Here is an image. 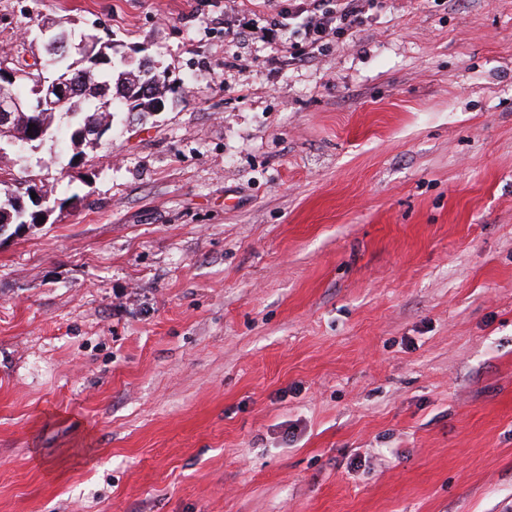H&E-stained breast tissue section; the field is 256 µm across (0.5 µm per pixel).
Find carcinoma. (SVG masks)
Segmentation results:
<instances>
[{
    "label": "carcinoma",
    "instance_id": "carcinoma-1",
    "mask_svg": "<svg viewBox=\"0 0 512 512\" xmlns=\"http://www.w3.org/2000/svg\"><path fill=\"white\" fill-rule=\"evenodd\" d=\"M56 71L73 69L81 73V84L70 89V101L57 109L44 108L37 113L18 112L12 123L11 137L23 142L29 138V124L35 122L45 131V136L28 144L37 149L54 136L67 135L72 145L79 148L73 157L87 155L85 149H93L98 142L80 135L84 127L105 123L113 125L115 114L131 109L142 115L158 111L165 105L172 88L160 74L154 71L152 60L147 58L134 69L117 67L114 61V47L110 42L98 41L92 58L85 60L78 56L57 55L44 61ZM18 76L13 83L0 86V100L12 96L25 99L19 93L23 84H36L41 77L26 68H16ZM22 195L16 190L0 198V227L22 224L34 226L36 218L22 214L15 206V199Z\"/></svg>",
    "mask_w": 512,
    "mask_h": 512
}]
</instances>
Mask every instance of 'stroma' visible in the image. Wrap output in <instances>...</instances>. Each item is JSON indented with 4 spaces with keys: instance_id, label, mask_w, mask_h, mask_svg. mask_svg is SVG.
I'll list each match as a JSON object with an SVG mask.
<instances>
[{
    "instance_id": "stroma-1",
    "label": "stroma",
    "mask_w": 512,
    "mask_h": 512,
    "mask_svg": "<svg viewBox=\"0 0 512 512\" xmlns=\"http://www.w3.org/2000/svg\"><path fill=\"white\" fill-rule=\"evenodd\" d=\"M0 0L173 88L0 167V512H512V0ZM321 1L326 0H288V6L270 21L271 32L280 33L297 57L319 49L331 35L361 22L359 0H336L334 9L324 8ZM17 188L16 191L12 193H5L4 198H1L0 194V228L1 226L7 225L8 227L14 226L15 224H23L24 222H28L30 226H35L36 217H33L31 213H27L23 215L15 206V199L22 195Z\"/></svg>"
}]
</instances>
